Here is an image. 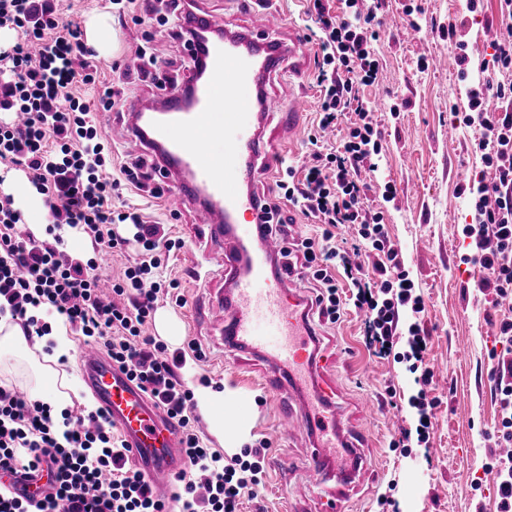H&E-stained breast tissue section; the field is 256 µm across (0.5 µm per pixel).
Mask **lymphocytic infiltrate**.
Instances as JSON below:
<instances>
[{
  "mask_svg": "<svg viewBox=\"0 0 512 512\" xmlns=\"http://www.w3.org/2000/svg\"><path fill=\"white\" fill-rule=\"evenodd\" d=\"M312 0L314 18L305 39L317 42L322 63L314 77L320 92L319 130L345 125L339 145L314 152L302 168L286 167L276 186L282 203L323 225L321 238L295 236L280 205L263 199L275 217V234L286 246L288 273L310 276L317 286L318 317L340 320L347 307L363 313L368 351L389 358L399 341L416 373L427 385L428 338L420 323L399 328L404 309L425 310L407 278L392 243L384 214L366 202L365 176L374 172L378 129L361 88L378 80L380 64L372 44L380 25L374 7L360 0ZM15 31L12 44L0 46V166L23 171L48 211L46 238L19 234L22 210L12 195H0V319L20 325L28 339L50 335L59 321L102 346L143 391L175 421L181 432L185 467L170 500L156 498L151 485L130 462L131 451L115 434L101 410L85 419L90 429L65 417L56 427L47 402L33 400L0 382V512H240L252 492L264 448L228 467L207 448L193 414L194 395L177 373L185 355L147 335L158 299L178 289L163 268L177 242L162 224L148 221L140 208L122 200L126 185L151 180L144 159L124 164L112 177L106 161L112 145L95 114L125 100L126 73L103 84L95 49L86 44L81 25L64 18L60 0H0V29ZM512 98V83L487 76L471 89L469 106L484 131L479 143L491 179L469 183L474 216L463 228L469 238L468 263L481 271V290L496 299L512 297V112L500 102ZM25 115L14 122L13 113ZM131 224L133 237L116 227ZM76 231L100 249L126 252L136 246L139 260L112 281L101 298L102 278L95 261L68 248L65 234ZM506 347L492 368L501 413L498 438L512 445V316L501 319ZM45 478L40 499L27 497L26 482Z\"/></svg>",
  "mask_w": 512,
  "mask_h": 512,
  "instance_id": "1",
  "label": "lymphocytic infiltrate"
}]
</instances>
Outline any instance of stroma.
I'll return each mask as SVG.
<instances>
[{"instance_id": "obj_1", "label": "stroma", "mask_w": 512, "mask_h": 512, "mask_svg": "<svg viewBox=\"0 0 512 512\" xmlns=\"http://www.w3.org/2000/svg\"><path fill=\"white\" fill-rule=\"evenodd\" d=\"M78 7L80 24L95 32L104 82L112 80V64L135 68V51L146 43L164 66L155 81L130 76L133 94L152 96L169 79L186 76L189 54L162 26L167 12L161 0L150 21L143 20L137 0L121 16L108 0H80ZM378 18L380 81L362 90L374 106L380 132L378 168L367 198L383 211L389 236L425 299L422 323L434 372L427 391L435 406L427 445L393 447L399 428H415L418 419L409 400L419 387L399 359L406 342L396 345V358L382 360L365 348L355 310H346L336 323L321 322L325 347L335 356L331 375L340 396L375 403L372 412L347 423L344 436L358 446L375 482L344 485L331 477L322 488L313 487L303 460L314 441L303 431L290 438L278 433L276 417L285 400L261 386L263 363L226 352L214 330L193 317L194 309L207 307L225 285L223 252L193 225L190 213L172 219L163 199L152 198L148 190L130 186L123 192L124 199L141 205L148 220L168 225L184 242L165 270L180 282L179 295L161 296L158 307L181 321L179 349L192 341L201 350L189 387L205 381L214 389H233L247 410L246 448L269 444L257 475L258 496L244 498L241 512H321L324 494L336 491L344 496L342 512H497L498 483L490 466L501 449L494 435L499 404L492 352L499 346V323L512 308L494 305L493 295L479 291L478 267L463 261L469 241L462 229L471 216L461 188L486 166L478 148L483 130L465 120L469 84L460 77L448 28L464 23L473 64L489 60L500 30L499 0H478L473 13L468 0H380ZM415 29L420 32L416 39L411 36ZM266 93V132L288 137L285 162L301 165L312 150L309 135L320 93L307 75L293 81L272 77ZM297 95L304 97L307 112L288 136L280 122ZM388 184L395 188L389 202L382 198Z\"/></svg>"}]
</instances>
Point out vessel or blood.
Instances as JSON below:
<instances>
[{"label":"vessel or blood","instance_id":"vessel-or-blood-1","mask_svg":"<svg viewBox=\"0 0 512 512\" xmlns=\"http://www.w3.org/2000/svg\"><path fill=\"white\" fill-rule=\"evenodd\" d=\"M248 2L261 30L282 27L284 18L272 0ZM199 18L201 37L191 52L200 67L189 90L173 87L152 101L131 100L125 151L132 157L160 152L175 177L170 210L191 211L194 223L223 248L228 284L213 298L207 317L226 351L259 355L267 384L294 392L277 427L284 435L300 428L312 432L307 470L319 475L339 452L343 426L336 385L309 352L315 328L304 314L310 299L292 290L289 277L277 279L268 272L281 244L268 235L265 211L251 189L263 174L254 160L276 152L262 128L261 80L283 69L302 74L308 50L296 34L285 42H262L252 28L233 33L213 14L203 11ZM80 379L122 432L145 479L159 496L169 497L183 468L176 427L100 346L83 349Z\"/></svg>","mask_w":512,"mask_h":512}]
</instances>
